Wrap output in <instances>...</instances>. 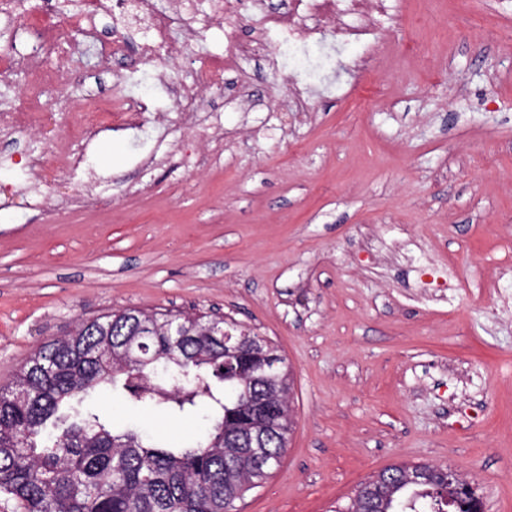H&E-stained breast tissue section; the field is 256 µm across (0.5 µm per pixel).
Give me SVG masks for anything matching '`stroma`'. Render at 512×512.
Segmentation results:
<instances>
[{"mask_svg":"<svg viewBox=\"0 0 512 512\" xmlns=\"http://www.w3.org/2000/svg\"><path fill=\"white\" fill-rule=\"evenodd\" d=\"M362 70L255 59L207 93L193 140L157 99L142 131L85 146L111 203L71 171L31 201L29 139L0 143V385L83 319L139 307L217 311L275 343L295 426L280 468L232 512H341L372 473L447 464L485 512H512V0H382ZM309 92L295 111L296 89ZM201 158L186 172L169 144ZM95 409L155 437L201 432Z\"/></svg>","mask_w":512,"mask_h":512,"instance_id":"1","label":"stroma"}]
</instances>
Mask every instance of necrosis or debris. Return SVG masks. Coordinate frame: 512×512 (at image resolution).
I'll return each mask as SVG.
<instances>
[{"instance_id": "obj_1", "label": "necrosis or debris", "mask_w": 512, "mask_h": 512, "mask_svg": "<svg viewBox=\"0 0 512 512\" xmlns=\"http://www.w3.org/2000/svg\"><path fill=\"white\" fill-rule=\"evenodd\" d=\"M58 0H0V78L17 79L28 99L39 97L40 88L50 80L67 87L86 78L84 57L93 54L97 62L134 58L135 68L154 66L155 79L170 104L187 125L204 106L203 93L223 83L226 72L243 58L264 54L275 56L284 46L319 44L331 38L370 41L373 29L360 17L352 0H288V9L266 14L261 0H83L81 11L58 14ZM239 11L250 24L248 40L231 38L223 53L199 50L188 84L170 82L163 58L176 51L174 36L194 24L204 30L222 27L224 16ZM108 15L116 29L111 40H101L92 27L94 17ZM25 17L34 38L31 54L14 55L4 37L18 17ZM128 72L115 74L113 91L79 102L72 110V136L83 141L100 128L124 130L142 123L152 114L151 105L125 91Z\"/></svg>"}]
</instances>
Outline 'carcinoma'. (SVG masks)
Returning <instances> with one entry per match:
<instances>
[{
    "label": "carcinoma",
    "instance_id": "carcinoma-1",
    "mask_svg": "<svg viewBox=\"0 0 512 512\" xmlns=\"http://www.w3.org/2000/svg\"><path fill=\"white\" fill-rule=\"evenodd\" d=\"M130 342L127 309L80 321L46 342L0 386V493L23 512H230L279 466L290 412L286 368L254 380L233 348L267 340L233 319L231 333L206 336L207 321L170 311L152 313ZM99 328L89 334L86 323ZM112 390L127 408L172 418L198 416L196 436L161 439L133 423H109L83 402ZM272 400L279 412L268 447L257 455L237 441L254 426L253 409ZM417 469L416 482L370 477L350 512H449L444 465Z\"/></svg>",
    "mask_w": 512,
    "mask_h": 512
}]
</instances>
